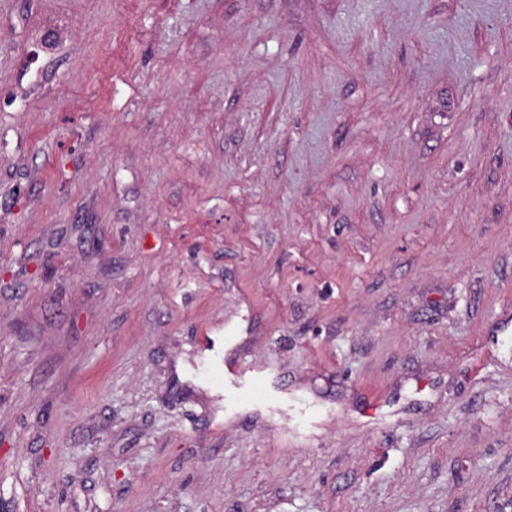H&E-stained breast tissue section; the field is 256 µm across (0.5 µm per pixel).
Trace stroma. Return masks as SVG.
I'll use <instances>...</instances> for the list:
<instances>
[{
  "label": "stroma",
  "instance_id": "1",
  "mask_svg": "<svg viewBox=\"0 0 512 512\" xmlns=\"http://www.w3.org/2000/svg\"><path fill=\"white\" fill-rule=\"evenodd\" d=\"M0 512H512V0H0ZM224 379L236 389L244 392H252L259 388L258 382L237 366L225 365Z\"/></svg>",
  "mask_w": 512,
  "mask_h": 512
}]
</instances>
